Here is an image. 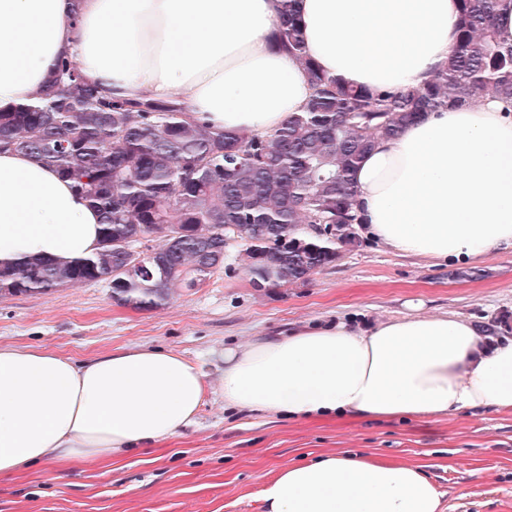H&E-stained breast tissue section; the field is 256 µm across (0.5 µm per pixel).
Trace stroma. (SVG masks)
Here are the masks:
<instances>
[{
    "instance_id": "35a3bbf8",
    "label": "stroma",
    "mask_w": 512,
    "mask_h": 512,
    "mask_svg": "<svg viewBox=\"0 0 512 512\" xmlns=\"http://www.w3.org/2000/svg\"><path fill=\"white\" fill-rule=\"evenodd\" d=\"M243 259L232 249L223 269L177 288L157 309L115 304L105 281L0 297V346H39L78 360L164 348L205 361L214 382L220 372L206 361L211 350L318 321L366 326L406 314L412 300L425 314L512 326L511 251L475 266L436 265L364 236L308 281L280 288L252 287ZM341 448L423 467L443 494L442 512H512L511 414L311 422L228 411L216 396L196 426L161 447L0 478V512H263L261 490L278 468Z\"/></svg>"
}]
</instances>
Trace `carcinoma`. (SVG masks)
<instances>
[{"label": "carcinoma", "mask_w": 512, "mask_h": 512, "mask_svg": "<svg viewBox=\"0 0 512 512\" xmlns=\"http://www.w3.org/2000/svg\"><path fill=\"white\" fill-rule=\"evenodd\" d=\"M497 2L460 0L448 65L421 88L392 92L318 70L298 0H282L278 37L313 94L268 138L190 121L174 103L114 99L59 59L42 103L0 110V151L29 154L71 181L101 216L102 249L69 265L0 268V296L107 280L118 304L158 308L224 268L236 246L255 288L308 280L358 243L351 175L377 141L424 112L512 100V44L497 37ZM151 237L157 245L136 250Z\"/></svg>", "instance_id": "cac0c4a2"}]
</instances>
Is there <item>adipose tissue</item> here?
<instances>
[{
	"label": "adipose tissue",
	"mask_w": 512,
	"mask_h": 512,
	"mask_svg": "<svg viewBox=\"0 0 512 512\" xmlns=\"http://www.w3.org/2000/svg\"><path fill=\"white\" fill-rule=\"evenodd\" d=\"M281 0H0V110L38 100L58 59L115 97L174 101L216 128L268 136L313 89L276 41ZM320 70L404 90L447 63L459 0H298ZM369 233L429 261L512 250V107L483 97L382 140L353 173ZM100 217L51 168L0 152V267L95 255ZM129 347L83 361L0 346V475L73 458L109 461L193 425L207 397L234 411L307 420H431L512 413V340L491 344L452 315L406 314L367 328L324 322L210 354ZM415 464L345 448L280 469L264 512H441Z\"/></svg>",
	"instance_id": "ef3b65f1"
}]
</instances>
